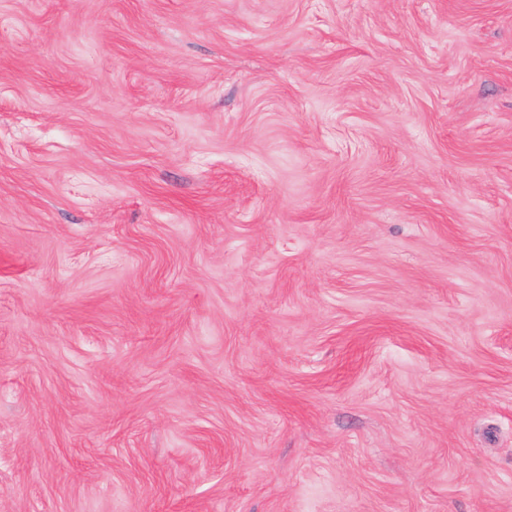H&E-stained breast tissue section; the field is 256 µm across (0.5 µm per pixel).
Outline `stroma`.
<instances>
[{
    "label": "stroma",
    "instance_id": "35a3bbf8",
    "mask_svg": "<svg viewBox=\"0 0 512 512\" xmlns=\"http://www.w3.org/2000/svg\"><path fill=\"white\" fill-rule=\"evenodd\" d=\"M0 512H512V0H0Z\"/></svg>",
    "mask_w": 512,
    "mask_h": 512
}]
</instances>
